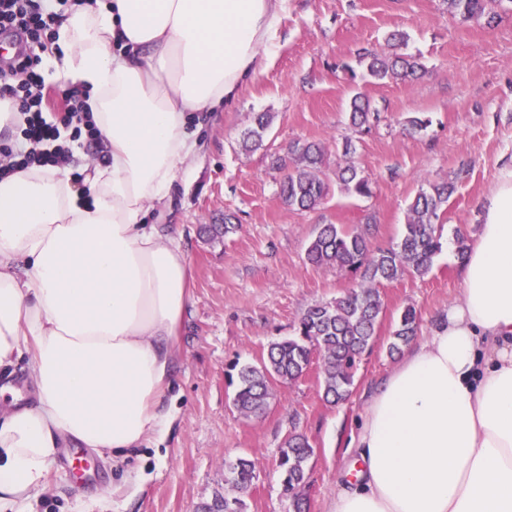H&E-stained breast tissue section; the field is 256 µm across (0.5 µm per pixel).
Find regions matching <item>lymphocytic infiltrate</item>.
<instances>
[{
	"label": "lymphocytic infiltrate",
	"instance_id": "obj_1",
	"mask_svg": "<svg viewBox=\"0 0 512 512\" xmlns=\"http://www.w3.org/2000/svg\"><path fill=\"white\" fill-rule=\"evenodd\" d=\"M53 22L46 0H0V33H11L27 46L7 67L0 68V97L7 95L19 102L21 134L28 144L23 151L6 149L8 161L0 163V179L22 168L57 164L66 157L64 148L51 153L41 148L58 133V127L43 116L45 85L39 73V51L53 39Z\"/></svg>",
	"mask_w": 512,
	"mask_h": 512
}]
</instances>
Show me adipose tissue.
Returning a JSON list of instances; mask_svg holds the SVG:
<instances>
[{
  "mask_svg": "<svg viewBox=\"0 0 512 512\" xmlns=\"http://www.w3.org/2000/svg\"><path fill=\"white\" fill-rule=\"evenodd\" d=\"M286 0H76L48 71L83 93L109 148L86 189L68 169L0 180V512H31L67 445L119 456L170 421L192 270L167 205L192 170L189 123L263 73ZM463 298L372 389L360 469L328 512H512V169L455 258Z\"/></svg>",
  "mask_w": 512,
  "mask_h": 512,
  "instance_id": "1",
  "label": "adipose tissue"
}]
</instances>
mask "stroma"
Segmentation results:
<instances>
[{
	"label": "stroma",
	"instance_id": "stroma-1",
	"mask_svg": "<svg viewBox=\"0 0 512 512\" xmlns=\"http://www.w3.org/2000/svg\"><path fill=\"white\" fill-rule=\"evenodd\" d=\"M395 29L408 34L409 52L421 56L428 73L409 83L363 84L380 119L369 131L355 130L345 116L354 89L345 67L358 49H384ZM256 112L276 119L262 148L246 153L241 135ZM417 112L432 124L407 133L403 122ZM347 139L372 195L353 198L334 189L316 210L288 207L273 161L291 143L309 141L324 146L332 166L337 144ZM200 143L197 166L177 177L171 207L149 216L155 224L180 225L192 269L171 391L175 420L162 440L129 456H97L100 471L84 488L51 463L37 512H75L81 502L92 512H196L201 503L232 494L226 465L241 456L256 461L245 512H288L276 461L293 433L307 435L314 448L304 488L310 512H326L353 461L346 445L369 390L401 360L388 351L400 313L414 308L425 337L461 300L460 272L447 248L461 236L475 241L484 200L512 166V17L488 28L453 23L443 0H287L268 68L241 88L234 104L212 113ZM59 145L79 152L71 161L78 186L84 164L107 154L102 139H75L67 128L45 148ZM448 179L456 190L438 226L444 250L428 274H407L382 288L377 336L357 364L346 400H323L316 359L298 381L275 385L262 417L240 415L230 365L258 363L270 343L292 334L308 307L352 285L336 270L307 263L318 225L364 230L377 245L396 244L418 188ZM227 212L239 219L235 234L219 242L198 236L199 225L220 223Z\"/></svg>",
	"mask_w": 512,
	"mask_h": 512
}]
</instances>
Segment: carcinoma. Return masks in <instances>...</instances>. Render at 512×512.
Masks as SVG:
<instances>
[{
    "instance_id": "1",
    "label": "carcinoma",
    "mask_w": 512,
    "mask_h": 512,
    "mask_svg": "<svg viewBox=\"0 0 512 512\" xmlns=\"http://www.w3.org/2000/svg\"><path fill=\"white\" fill-rule=\"evenodd\" d=\"M448 17L459 24L482 21L497 25L504 15L512 14V0H444ZM407 33L394 31L386 38L387 50H364L356 61L364 77L373 81L405 83L423 77L426 65L418 56L404 52ZM347 116L357 128H370L378 120V111L363 93L353 95ZM272 112H260L254 125L245 132L242 145L258 149L273 124ZM352 142L342 144L343 161L336 162V185L348 196L371 194V182L351 160ZM275 168L287 170L280 181V196L298 211L312 210L326 199L330 177L324 148L315 142H297L288 149V158L275 161ZM455 191L452 182L430 183L418 190L408 207V220L399 242L388 247L374 246L362 232L337 224H321L306 248L307 262L318 268H334L350 276L354 285L329 302L310 306L298 319L294 333L270 344L266 358L257 364L241 366L233 406L247 417L262 414L268 406L272 383L300 379L320 357L323 369V398L339 403L350 394L357 359L373 343L383 313L381 288L405 274L423 276L441 251L438 221L448 199ZM235 216L224 215L222 224H204L201 233L215 241L235 233ZM419 319L415 309L405 308L392 333L390 351H398L417 334ZM314 448L302 434L288 436L280 449L277 467L281 474L282 494L288 499L289 512H308L307 499L301 493L308 478V463ZM255 460L239 457L228 465L229 482L235 494L219 498L205 512H244L245 495L255 479Z\"/></svg>"
}]
</instances>
